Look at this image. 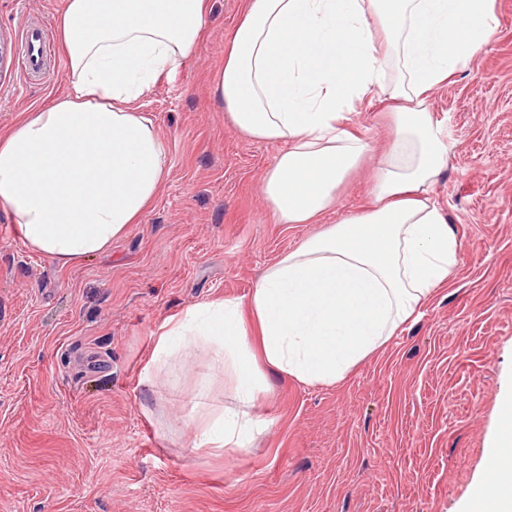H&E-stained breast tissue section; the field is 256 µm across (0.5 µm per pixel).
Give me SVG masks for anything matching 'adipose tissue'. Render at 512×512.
I'll return each instance as SVG.
<instances>
[{
	"label": "adipose tissue",
	"mask_w": 512,
	"mask_h": 512,
	"mask_svg": "<svg viewBox=\"0 0 512 512\" xmlns=\"http://www.w3.org/2000/svg\"><path fill=\"white\" fill-rule=\"evenodd\" d=\"M494 0H239L213 93L233 127L283 149L262 180L280 224H316L369 147L363 102L391 104L371 205L272 264L247 299L208 300L160 328L142 382L201 351L234 381V406L203 407L195 450L249 447L266 372L333 384L415 321L447 285L460 243L432 200L448 142L427 108L495 33ZM209 0H65L56 21L70 91L0 134V209L23 244L67 266L140 223L167 152L137 103L190 57ZM485 454L474 512H512V397Z\"/></svg>",
	"instance_id": "ef3b65f1"
}]
</instances>
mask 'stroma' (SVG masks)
Segmentation results:
<instances>
[{
	"instance_id": "1",
	"label": "stroma",
	"mask_w": 512,
	"mask_h": 512,
	"mask_svg": "<svg viewBox=\"0 0 512 512\" xmlns=\"http://www.w3.org/2000/svg\"><path fill=\"white\" fill-rule=\"evenodd\" d=\"M64 0H0V132L69 90L63 52L18 65L27 26ZM192 56L138 102L168 177L111 250L69 266L27 249L0 210V507L5 512H464L512 394V0L495 38L432 95L450 162L433 190L461 248L421 318L333 384L268 374L249 447L194 450L199 403L233 406L207 355L141 382L164 320L244 298L280 255L363 212L351 175L320 224L276 223L260 192L281 147L241 136L213 97L238 0H209ZM353 125L381 153L380 104Z\"/></svg>"
}]
</instances>
